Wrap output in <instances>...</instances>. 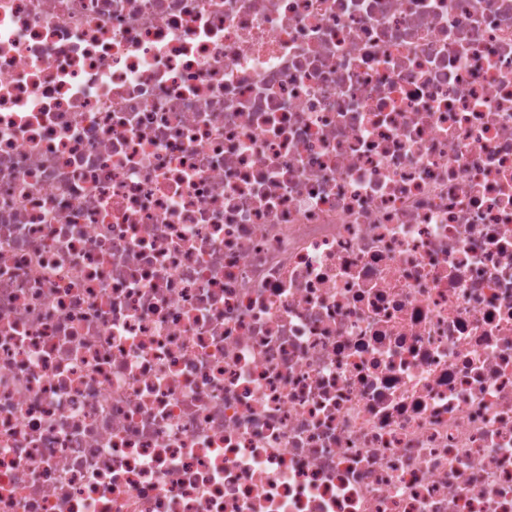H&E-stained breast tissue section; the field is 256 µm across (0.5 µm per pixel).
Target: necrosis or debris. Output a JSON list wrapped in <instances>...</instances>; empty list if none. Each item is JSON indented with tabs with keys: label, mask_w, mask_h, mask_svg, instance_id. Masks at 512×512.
Wrapping results in <instances>:
<instances>
[{
	"label": "necrosis or debris",
	"mask_w": 512,
	"mask_h": 512,
	"mask_svg": "<svg viewBox=\"0 0 512 512\" xmlns=\"http://www.w3.org/2000/svg\"><path fill=\"white\" fill-rule=\"evenodd\" d=\"M0 512H512V0H0Z\"/></svg>",
	"instance_id": "obj_1"
}]
</instances>
